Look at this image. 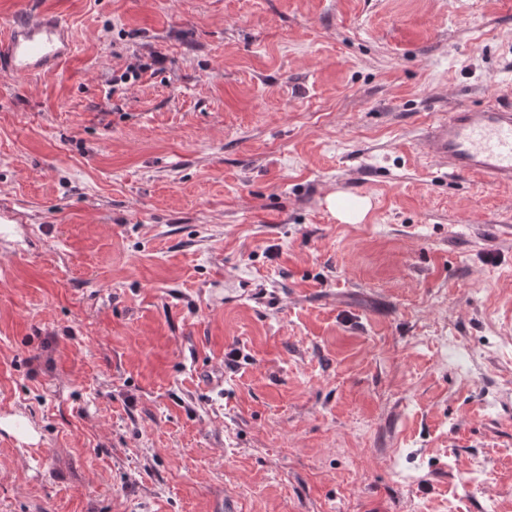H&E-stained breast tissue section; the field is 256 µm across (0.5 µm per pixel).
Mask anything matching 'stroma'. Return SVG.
I'll return each mask as SVG.
<instances>
[{
	"mask_svg": "<svg viewBox=\"0 0 512 512\" xmlns=\"http://www.w3.org/2000/svg\"><path fill=\"white\" fill-rule=\"evenodd\" d=\"M38 9L73 52L0 72V413L41 433L0 430V512H512V186L419 148L512 85V0L0 30ZM330 212L344 224H358L370 208L368 198H362L356 203L348 202L341 193L333 192L326 197ZM0 429L22 441L37 443L40 434L35 425L21 412L2 413Z\"/></svg>",
	"mask_w": 512,
	"mask_h": 512,
	"instance_id": "35a3bbf8",
	"label": "stroma"
}]
</instances>
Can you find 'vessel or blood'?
Masks as SVG:
<instances>
[{
  "label": "vessel or blood",
  "instance_id": "b4317fda",
  "mask_svg": "<svg viewBox=\"0 0 512 512\" xmlns=\"http://www.w3.org/2000/svg\"><path fill=\"white\" fill-rule=\"evenodd\" d=\"M71 53L56 15H28L0 34V70L14 75L57 67ZM422 154L449 172L489 186L512 184V95L490 108L458 107L437 118L420 139Z\"/></svg>",
  "mask_w": 512,
  "mask_h": 512
}]
</instances>
